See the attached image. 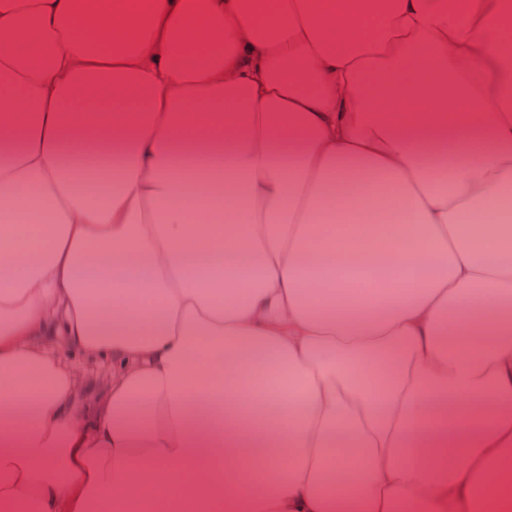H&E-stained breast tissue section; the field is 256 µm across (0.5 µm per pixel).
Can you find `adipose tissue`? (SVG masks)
Wrapping results in <instances>:
<instances>
[{"instance_id":"ef3b65f1","label":"adipose tissue","mask_w":512,"mask_h":512,"mask_svg":"<svg viewBox=\"0 0 512 512\" xmlns=\"http://www.w3.org/2000/svg\"><path fill=\"white\" fill-rule=\"evenodd\" d=\"M511 14L0 0V512H512ZM66 359L75 367V371L83 379V405L89 406L93 404L99 397L101 387L109 375L108 367L105 364L79 358L71 354H67Z\"/></svg>"}]
</instances>
